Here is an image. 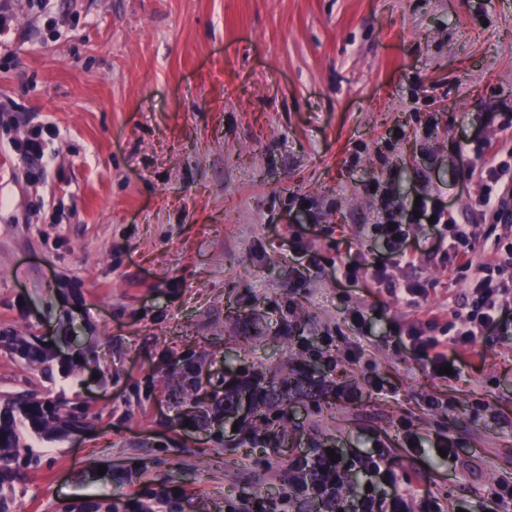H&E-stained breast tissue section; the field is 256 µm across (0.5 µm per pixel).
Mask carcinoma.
I'll return each mask as SVG.
<instances>
[{
    "instance_id": "obj_1",
    "label": "carcinoma",
    "mask_w": 512,
    "mask_h": 512,
    "mask_svg": "<svg viewBox=\"0 0 512 512\" xmlns=\"http://www.w3.org/2000/svg\"><path fill=\"white\" fill-rule=\"evenodd\" d=\"M5 347L18 362L49 382L54 381V367L69 375L73 368L65 363L55 364L54 350L44 344L32 331L22 332L16 328L0 330V347ZM182 394L180 406L194 424L205 430L213 423L224 419V412L232 408L236 398L235 389L223 388L224 381L212 385L207 398H202L197 385L196 371L190 367L176 378ZM254 407L267 412L272 405L288 411L281 391L257 390L253 394ZM95 420L86 401H72L64 394L48 387L45 391H23L0 396V512H14V482L20 475L38 470L44 462V454L28 441L25 433L38 438L53 439L73 431L79 426H88ZM180 493L165 485H144L127 499L112 500L99 497L85 501L78 499L60 501L50 512H175Z\"/></svg>"
}]
</instances>
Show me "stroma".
Wrapping results in <instances>:
<instances>
[{
    "label": "stroma",
    "mask_w": 512,
    "mask_h": 512,
    "mask_svg": "<svg viewBox=\"0 0 512 512\" xmlns=\"http://www.w3.org/2000/svg\"><path fill=\"white\" fill-rule=\"evenodd\" d=\"M10 32L0 328L97 357L62 383L96 421L44 444L16 512L145 483L182 491L183 512H229L278 500L293 460L324 448L385 449L434 501L486 512L512 482V339L457 346L459 375L439 378L411 343L448 266L387 267L429 291L404 307L376 290L368 231L376 182L397 205L437 198L477 244L504 234L470 171L512 151V0H12ZM37 125L57 133L34 183L11 143ZM363 305L380 316L360 327ZM188 359L205 386L292 381L284 433L184 426Z\"/></svg>",
    "instance_id": "stroma-1"
}]
</instances>
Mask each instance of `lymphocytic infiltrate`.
Returning a JSON list of instances; mask_svg holds the SVG:
<instances>
[{"label":"lymphocytic infiltrate","instance_id":"f902f5d3","mask_svg":"<svg viewBox=\"0 0 512 512\" xmlns=\"http://www.w3.org/2000/svg\"><path fill=\"white\" fill-rule=\"evenodd\" d=\"M51 129L36 126L18 143V151L28 160V179H42L52 161L47 149ZM480 183L479 205L482 215L493 223H512V156L486 154L476 174ZM430 222L435 244L429 259L448 264V281L467 282L465 299L448 296V315L440 317L430 312L427 327H443L444 334L422 342V350L431 352L435 367L448 365L449 348L470 344L477 337L508 334L512 331V239L496 237L488 245L498 254L493 264L477 260L468 225L457 223L446 209L420 198L418 203L401 209L399 216L388 224L374 227L375 235L384 237L388 258L398 263L414 264L416 257L409 252V229L415 221ZM360 464L369 475V485L358 495L344 494L347 482L346 461H331L327 452H320L314 461L295 460L292 466V489L308 492L321 501L325 512H434L431 499L421 478L398 482L392 463L385 452L364 457Z\"/></svg>","mask_w":512,"mask_h":512}]
</instances>
